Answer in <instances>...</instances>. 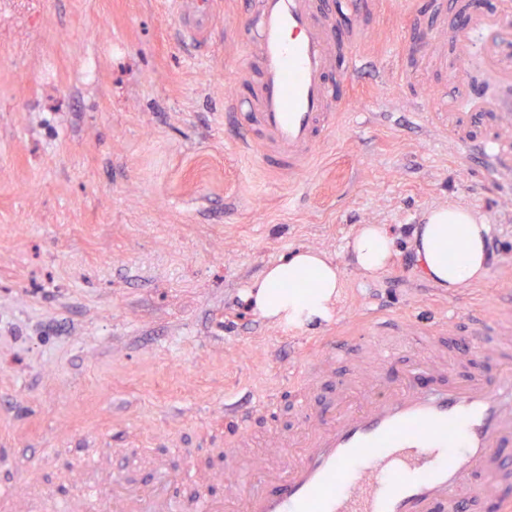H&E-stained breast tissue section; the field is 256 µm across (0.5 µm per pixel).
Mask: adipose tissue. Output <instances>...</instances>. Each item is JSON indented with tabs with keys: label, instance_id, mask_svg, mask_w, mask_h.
<instances>
[{
	"label": "adipose tissue",
	"instance_id": "1",
	"mask_svg": "<svg viewBox=\"0 0 512 512\" xmlns=\"http://www.w3.org/2000/svg\"><path fill=\"white\" fill-rule=\"evenodd\" d=\"M492 227L465 206L429 209L409 248L422 275L433 285L457 292L481 281L487 270ZM351 264L365 277L387 274L397 258L395 238L385 224H363L347 244ZM344 286L336 262L324 251L301 247L269 264L248 289L265 319L302 329L329 320Z\"/></svg>",
	"mask_w": 512,
	"mask_h": 512
}]
</instances>
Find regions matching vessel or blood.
Listing matches in <instances>:
<instances>
[{
  "label": "vessel or blood",
  "instance_id": "b4317fda",
  "mask_svg": "<svg viewBox=\"0 0 512 512\" xmlns=\"http://www.w3.org/2000/svg\"><path fill=\"white\" fill-rule=\"evenodd\" d=\"M217 0H168L179 35L195 51L211 53ZM235 35L256 68L253 100L224 102L241 118L238 144L255 151L271 172L296 178L312 165L322 141L350 104L337 94L336 68L349 80L364 76L362 52L353 45L373 26V0H248ZM502 17L471 16L455 39L460 68L485 61L503 87L512 86V63ZM448 139L464 158L478 160L512 182V103L477 96L460 84ZM413 321L396 315L370 318L357 335L317 337L300 381L315 389L337 361L362 349L374 351V367L345 378L333 413L300 404L305 435L283 433L263 460L251 461L256 413L274 400L230 403L224 415L236 427L224 454V497L199 492L197 512H477L482 501L512 512V290L499 289L490 308L466 319L440 310L427 334L430 351L417 346ZM486 363L483 371L448 373L446 348ZM113 512H181L179 496L165 482L129 497Z\"/></svg>",
  "mask_w": 512,
  "mask_h": 512
}]
</instances>
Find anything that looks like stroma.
Instances as JSON below:
<instances>
[{"label": "stroma", "mask_w": 512, "mask_h": 512, "mask_svg": "<svg viewBox=\"0 0 512 512\" xmlns=\"http://www.w3.org/2000/svg\"><path fill=\"white\" fill-rule=\"evenodd\" d=\"M376 11L362 45L376 62L370 93L298 187L239 150L224 122L225 96L254 91L242 45L194 56L166 0H0V487L13 490L0 512L50 498L84 512L88 487L112 512L115 482L164 474L184 503L221 495L226 399L275 396L276 415L252 424L262 455L297 424L298 354L313 337L368 310L423 327L512 287V183L449 144L452 42H425L459 16L444 0L415 16L398 0ZM448 202L486 216L499 242L485 279L455 294L407 247L423 213ZM362 224L398 238L378 279L347 260ZM301 246L334 258L345 288L331 321L290 332L246 290Z\"/></svg>", "instance_id": "35a3bbf8"}]
</instances>
